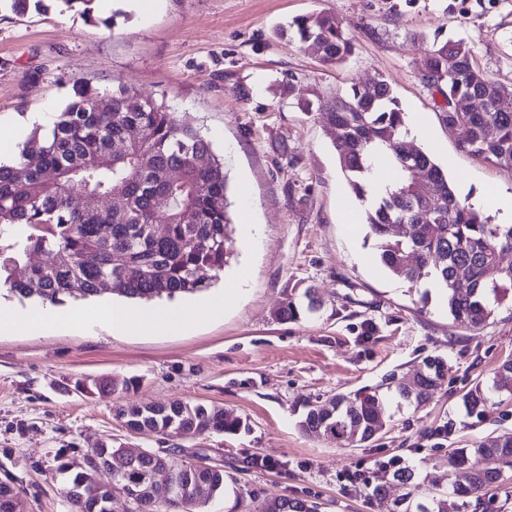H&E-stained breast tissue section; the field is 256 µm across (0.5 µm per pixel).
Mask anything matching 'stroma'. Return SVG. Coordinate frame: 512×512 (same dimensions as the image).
I'll return each mask as SVG.
<instances>
[{"label":"stroma","instance_id":"35a3bbf8","mask_svg":"<svg viewBox=\"0 0 512 512\" xmlns=\"http://www.w3.org/2000/svg\"><path fill=\"white\" fill-rule=\"evenodd\" d=\"M330 14L353 43L337 66L322 64L277 27L295 16ZM474 44L489 77L512 84V0H140L104 15L62 0L15 12L0 0V128L30 113L56 115L77 85L102 91L126 83L165 95L224 157L230 187V259L207 292L147 302L175 309L223 298L224 311L186 329L112 334L0 335V480L22 491L26 512H71L55 457H82L100 444L183 459H209L236 483L239 512L298 498L320 512H393L402 499L466 484L449 472L448 451L488 434L512 433V399L479 422L461 404L491 388L512 358V308L481 329L455 323L440 300L391 277L365 224L339 213L356 203L336 160L331 130L304 103L345 94L384 77L406 114L407 143L430 151L456 190L488 184L512 193V170L461 151L443 126L438 93L421 81L433 41ZM249 206H242V199ZM312 289L320 304L299 320L275 313ZM430 355L448 371L420 408L384 394L386 428L371 442L342 446L299 426L307 403L371 390L390 373L419 372ZM130 381L126 391H76L79 381ZM181 400L240 418L234 434L188 440L128 432L115 416L126 403ZM403 460V483L379 469ZM386 493L377 498L375 485Z\"/></svg>","mask_w":512,"mask_h":512}]
</instances>
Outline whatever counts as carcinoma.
Listing matches in <instances>:
<instances>
[{
	"label": "carcinoma",
	"instance_id": "carcinoma-1",
	"mask_svg": "<svg viewBox=\"0 0 512 512\" xmlns=\"http://www.w3.org/2000/svg\"><path fill=\"white\" fill-rule=\"evenodd\" d=\"M287 33L313 47L325 64L338 65L353 51L341 24L322 12L293 19L279 30L281 36ZM422 81L444 98L440 117L461 150L512 168V85L476 68L470 43L432 44ZM464 98L480 99L482 111H455ZM312 105L333 131L340 169L361 201H366L363 179L376 153L390 151L397 176L365 208L383 267L413 286L433 280L444 290L453 321L470 330L480 329L502 305H512V265L499 259L512 251V224H493L461 202L429 152L402 149L405 112L388 82L381 78L365 88L353 86L342 97L319 95L306 103ZM228 207L224 163L201 131L165 101L124 85L112 93L79 87L49 126L35 127L18 154L0 160V288L52 305L103 295L171 300L203 291L210 282L201 272L217 275L228 263ZM38 253L45 262L31 263ZM299 315L292 297L276 312L279 321ZM423 365L415 392L394 374L384 386L417 408L425 405L447 362L428 356ZM492 387L512 396V360L500 365ZM462 403L479 418L495 406L478 384ZM118 415L129 430L149 435L225 434L241 428V420L222 409L183 401L129 403ZM385 425L377 389L308 404L300 421L305 432L345 446L372 440ZM57 459L72 512H109L113 487L149 483L165 464L175 467L177 491L155 488L137 512H203L206 500L197 496L198 489L221 496L229 479L217 467L171 453L143 456L134 448L110 473H92L80 460L60 454ZM461 467L469 470V484L452 486L453 494L464 499V507L483 505L504 471L512 470V434H490L471 448L454 449L448 471ZM260 512L316 509L283 497L265 502Z\"/></svg>",
	"mask_w": 512,
	"mask_h": 512
}]
</instances>
